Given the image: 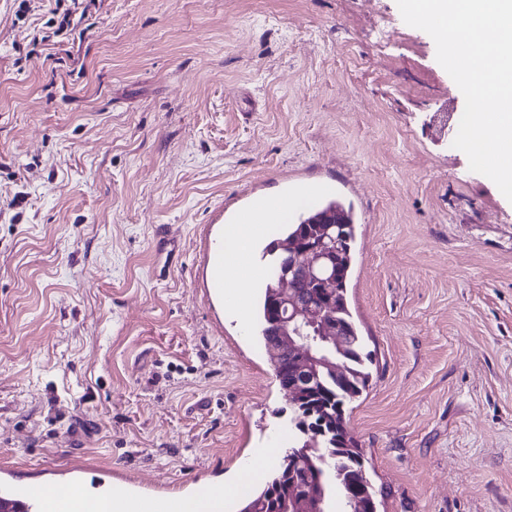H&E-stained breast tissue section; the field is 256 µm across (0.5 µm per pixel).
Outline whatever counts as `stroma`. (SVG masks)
<instances>
[{
    "mask_svg": "<svg viewBox=\"0 0 512 512\" xmlns=\"http://www.w3.org/2000/svg\"><path fill=\"white\" fill-rule=\"evenodd\" d=\"M48 18L0 0V462L36 481L88 455L178 492L294 446L258 334L214 314L198 268L225 199L301 179L357 219L373 363L346 414L378 512H512V202L453 146L465 100L433 39L396 0Z\"/></svg>",
    "mask_w": 512,
    "mask_h": 512,
    "instance_id": "35a3bbf8",
    "label": "stroma"
}]
</instances>
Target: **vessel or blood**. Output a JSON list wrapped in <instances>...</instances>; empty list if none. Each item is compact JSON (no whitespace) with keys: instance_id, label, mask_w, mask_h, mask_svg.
I'll use <instances>...</instances> for the list:
<instances>
[{"instance_id":"1","label":"vessel or blood","mask_w":512,"mask_h":512,"mask_svg":"<svg viewBox=\"0 0 512 512\" xmlns=\"http://www.w3.org/2000/svg\"><path fill=\"white\" fill-rule=\"evenodd\" d=\"M229 209L230 218L215 232L205 233L201 242L202 275L219 314L245 308L239 284L262 281L272 268L268 255L255 252L254 243L267 234L269 225L292 219L288 203L273 205L258 192L231 203ZM96 469L80 458L67 464L63 479L22 485L8 466H1L0 502L17 512H192L195 498L188 493L148 492L126 483L102 493L88 491L87 476Z\"/></svg>"}]
</instances>
